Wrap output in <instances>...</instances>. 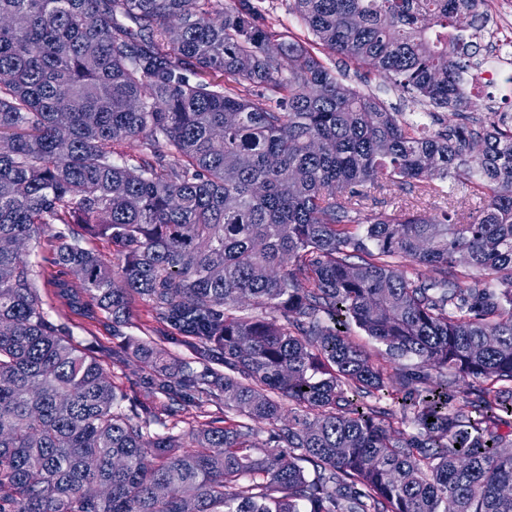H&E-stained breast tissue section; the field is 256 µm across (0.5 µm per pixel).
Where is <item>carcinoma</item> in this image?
Listing matches in <instances>:
<instances>
[{
	"label": "carcinoma",
	"mask_w": 512,
	"mask_h": 512,
	"mask_svg": "<svg viewBox=\"0 0 512 512\" xmlns=\"http://www.w3.org/2000/svg\"><path fill=\"white\" fill-rule=\"evenodd\" d=\"M273 3L0 0V512H512L494 432L512 413V117L464 115L475 0H286L302 34L278 57ZM335 56L462 120L389 111ZM380 178L450 179L482 206L372 214ZM51 224L59 298L114 323L145 300L202 365L132 346L173 422L126 413L110 366L49 318L30 256ZM199 393L240 421L186 444L171 427Z\"/></svg>",
	"instance_id": "obj_1"
}]
</instances>
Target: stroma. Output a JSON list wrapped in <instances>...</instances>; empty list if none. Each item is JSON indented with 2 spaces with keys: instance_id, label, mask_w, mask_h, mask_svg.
Masks as SVG:
<instances>
[{
  "instance_id": "35a3bbf8",
  "label": "stroma",
  "mask_w": 512,
  "mask_h": 512,
  "mask_svg": "<svg viewBox=\"0 0 512 512\" xmlns=\"http://www.w3.org/2000/svg\"><path fill=\"white\" fill-rule=\"evenodd\" d=\"M39 291L50 319L65 326L78 344L90 348L94 355L110 363L114 381L127 394L125 409L164 415L166 398L151 392L148 387L150 372L128 352V345L150 336L185 361H193L194 356L180 337L171 334L156 319L147 302L136 301L129 319L115 324L102 316L86 319L74 315L65 301L56 297L47 285H40Z\"/></svg>"
}]
</instances>
